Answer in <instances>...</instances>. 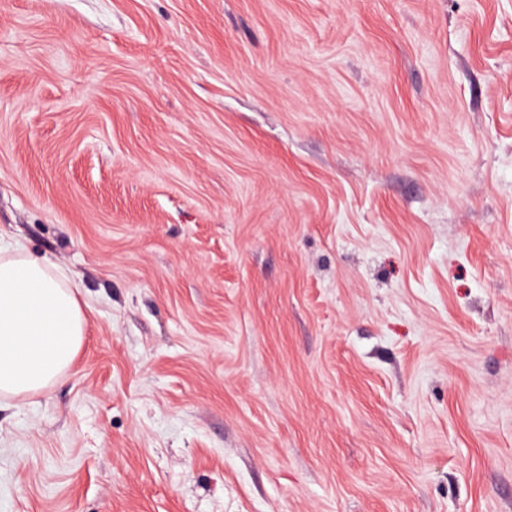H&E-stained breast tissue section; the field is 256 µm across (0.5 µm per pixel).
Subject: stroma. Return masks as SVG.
Returning <instances> with one entry per match:
<instances>
[{"label": "stroma", "mask_w": 512, "mask_h": 512, "mask_svg": "<svg viewBox=\"0 0 512 512\" xmlns=\"http://www.w3.org/2000/svg\"><path fill=\"white\" fill-rule=\"evenodd\" d=\"M0 232V512H512V0H0ZM77 288L57 264L0 233V395L42 391L72 366L87 328Z\"/></svg>", "instance_id": "stroma-1"}]
</instances>
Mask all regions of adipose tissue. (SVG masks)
<instances>
[{
  "label": "adipose tissue",
  "instance_id": "1",
  "mask_svg": "<svg viewBox=\"0 0 512 512\" xmlns=\"http://www.w3.org/2000/svg\"><path fill=\"white\" fill-rule=\"evenodd\" d=\"M77 288L50 259L0 237V395L42 391L72 366L87 328Z\"/></svg>",
  "mask_w": 512,
  "mask_h": 512
}]
</instances>
